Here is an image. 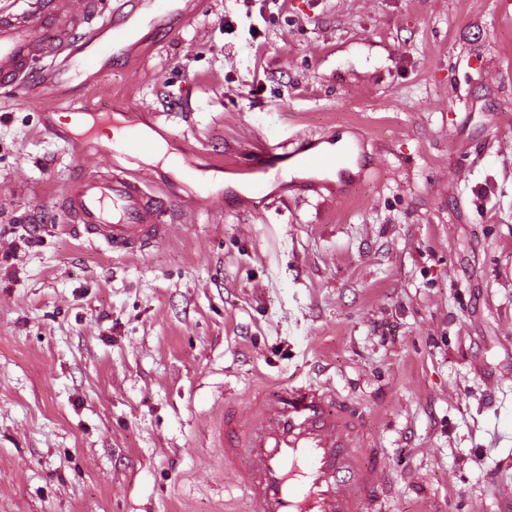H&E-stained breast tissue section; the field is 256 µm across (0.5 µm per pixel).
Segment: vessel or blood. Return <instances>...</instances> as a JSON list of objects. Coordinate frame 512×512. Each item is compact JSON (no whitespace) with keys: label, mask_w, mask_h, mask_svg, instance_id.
I'll return each mask as SVG.
<instances>
[{"label":"vessel or blood","mask_w":512,"mask_h":512,"mask_svg":"<svg viewBox=\"0 0 512 512\" xmlns=\"http://www.w3.org/2000/svg\"><path fill=\"white\" fill-rule=\"evenodd\" d=\"M191 14L188 0H123L88 32H71L57 43L56 58L33 80L27 60L48 34L66 25L67 16L56 0L21 13L1 10L0 83H27V100L33 103L44 88L104 79L113 59L133 58L142 26L167 27ZM124 127L118 139L78 142L81 175L57 207L65 224L95 247L142 254L175 234L183 210L177 191L155 189L152 176L136 167L153 152L154 136L133 116ZM102 152L116 158L105 170L92 164ZM292 159L310 174L309 188L319 195L335 192L358 163L353 147L327 151L311 135L279 153L258 147L242 168L250 177V195L265 194L270 170ZM220 445L247 512H383L386 462L372 448L363 417L334 388L313 384L291 390L263 382L245 406L225 405Z\"/></svg>","instance_id":"obj_1"}]
</instances>
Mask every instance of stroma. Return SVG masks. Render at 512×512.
Masks as SVG:
<instances>
[{"label":"stroma","instance_id":"35a3bbf8","mask_svg":"<svg viewBox=\"0 0 512 512\" xmlns=\"http://www.w3.org/2000/svg\"><path fill=\"white\" fill-rule=\"evenodd\" d=\"M142 56L0 99V512H247L224 395L331 384L384 454L386 512H502L512 486V21L496 0H197ZM158 115L224 201L143 255L56 200L41 107ZM364 141L367 177L244 205L256 144Z\"/></svg>","mask_w":512,"mask_h":512}]
</instances>
